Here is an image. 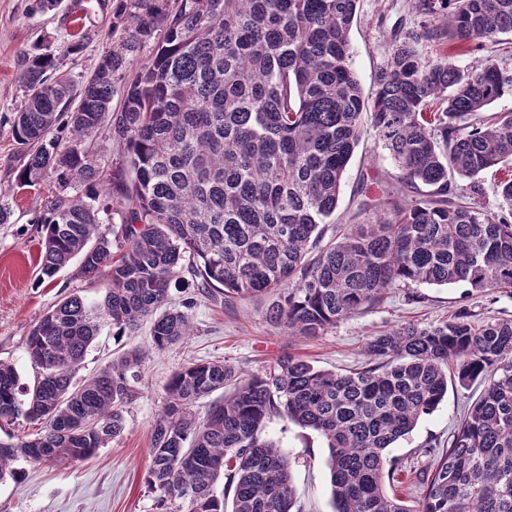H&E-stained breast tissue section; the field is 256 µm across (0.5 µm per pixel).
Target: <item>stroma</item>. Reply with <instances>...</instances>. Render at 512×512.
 Listing matches in <instances>:
<instances>
[{"instance_id":"obj_1","label":"stroma","mask_w":512,"mask_h":512,"mask_svg":"<svg viewBox=\"0 0 512 512\" xmlns=\"http://www.w3.org/2000/svg\"><path fill=\"white\" fill-rule=\"evenodd\" d=\"M117 0H92L84 23V45L67 53L71 18L82 0H59L57 6L38 11L34 0H0V198L9 204L12 217L0 224V360L15 365L22 383L34 380L36 369L27 353L30 330L43 315L66 296L80 293L99 301L103 282L86 283L74 268L53 279L38 277V229L40 211L37 190L19 187L15 175L21 167L20 150L9 134L10 121L24 105L25 92L18 82L24 53L35 43L49 45L60 70L72 78L90 75L99 58L118 45L112 34V14ZM416 0H360L350 31L352 67L364 93H372L376 74L387 60L393 33L420 30L425 22ZM395 175L396 168L375 135H367L357 148L346 172L334 215L338 224H362L355 190L363 176ZM272 297L235 302L227 307L198 298L191 311L192 334L179 345L152 349L148 328L124 336L103 327L77 373L93 376L113 358L138 348L143 350V380L136 397L126 407V428L89 460L62 466L24 465L18 480L0 483V512H157L145 478L150 466V435L165 404L163 387L169 376L195 361L221 360L240 375L263 372L286 354L298 356L315 367L339 373L361 366L366 342L384 331L406 324H436L460 310L474 321L512 319V289L475 291L464 284L420 286L389 290L375 308L355 314L318 336H291L271 322L267 310ZM482 387L461 388L449 381L448 394L439 407L387 451L403 470L397 493L414 503L423 493L422 476L429 468V447H441L459 423L468 404ZM264 433L287 451L297 490L298 512H333L329 485L328 450L316 432L275 417Z\"/></svg>"}]
</instances>
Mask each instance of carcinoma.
<instances>
[{
    "label": "carcinoma",
    "mask_w": 512,
    "mask_h": 512,
    "mask_svg": "<svg viewBox=\"0 0 512 512\" xmlns=\"http://www.w3.org/2000/svg\"><path fill=\"white\" fill-rule=\"evenodd\" d=\"M358 3L119 0L112 29L124 37L81 81L73 109L74 80L55 54L24 55L27 100L11 136L26 151L17 184L46 192L34 219L41 278L77 260L79 276L105 275L110 287L100 303L65 297L32 328L33 384L0 361V428L40 425L30 439L0 440V482L21 475L20 462L86 460L123 433L140 352L76 374L108 322L119 336L152 320L159 350L186 339L195 300L164 309L173 288L215 302L274 293L267 317L291 336H317L394 288H512V112L485 113L512 92V70L490 56L456 64L512 32V0H417L431 20L391 40L371 97L351 64ZM153 37L148 63L131 68ZM422 40L441 57L423 58ZM101 129L121 150L112 169L91 149ZM370 132L399 175L361 201L373 211L366 223L336 224L348 165ZM491 168L502 171L494 211L475 200ZM114 214L120 227L101 229ZM364 352L347 373L292 355L244 379L220 360L174 372L151 431L156 508L293 512L288 453L262 436L281 417L325 440L334 512H512V319L477 323L461 310L390 329ZM451 364L460 386L484 389L410 506L387 491L398 464L385 450L438 408ZM227 387L196 418L193 404Z\"/></svg>",
    "instance_id": "cac0c4a2"
}]
</instances>
